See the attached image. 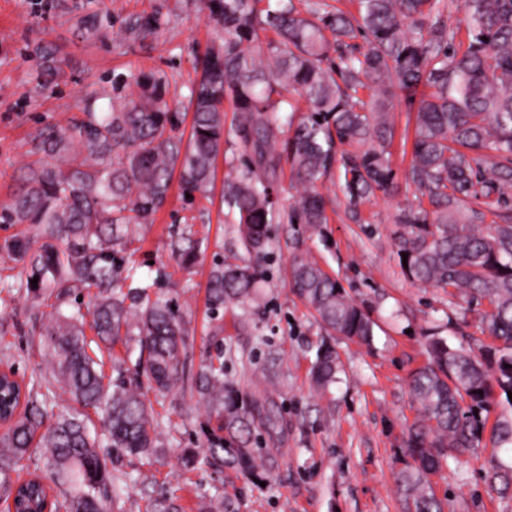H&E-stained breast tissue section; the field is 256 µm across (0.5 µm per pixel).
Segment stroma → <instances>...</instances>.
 <instances>
[{"label":"stroma","instance_id":"35a3bbf8","mask_svg":"<svg viewBox=\"0 0 512 512\" xmlns=\"http://www.w3.org/2000/svg\"><path fill=\"white\" fill-rule=\"evenodd\" d=\"M156 8L167 23L154 38H117L129 18ZM214 37L201 0H0V204L9 201L33 160V136L64 124L86 99L106 108L114 75L165 76L168 103L188 111L194 58ZM44 45L61 60L45 87L36 78V50ZM231 159L228 152L218 158L209 198L189 204L172 187L154 223L140 226L133 283L155 285L180 306L188 374L223 347L224 378L236 385L249 411L241 439L257 471L186 465V455L201 452L217 426L187 386L155 403L164 428L161 446L153 463L125 459L124 472L140 480L125 487L112 512H146L155 499L178 500L185 512H209L219 499L223 512H405L395 476L406 465L407 430L418 413L408 375L426 363L429 334L454 345L480 336L485 308L449 305L447 291L413 283L403 273L394 217L399 206L413 201V188L402 183L353 207L335 170L321 188L328 223L315 230L285 221L271 225L273 249L257 262L259 303L226 304L223 322L212 321L206 288L213 263L249 258L235 225L224 218ZM188 223L199 242L190 274L170 248ZM296 254L317 261L368 313L375 323L371 345L329 337L291 292L288 265ZM89 300L86 292L37 299L24 289L0 291V368H13L27 381L44 376L46 327ZM325 345L335 349L340 372L337 383L322 391L312 384L310 370ZM489 460L481 451L467 463L444 467L434 490L450 512H512V494L499 496L485 481Z\"/></svg>","mask_w":512,"mask_h":512}]
</instances>
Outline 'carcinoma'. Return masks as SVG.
Returning <instances> with one entry per match:
<instances>
[{"label":"carcinoma","instance_id":"cac0c4a2","mask_svg":"<svg viewBox=\"0 0 512 512\" xmlns=\"http://www.w3.org/2000/svg\"><path fill=\"white\" fill-rule=\"evenodd\" d=\"M218 42L195 56L188 141L175 134L181 112L166 100V82L141 72L117 79L105 112L88 101L81 116L40 130L18 190L0 206L1 224H32L36 237H16L8 250L26 278L0 280V288H95L84 315L60 316L47 331L48 383L77 407L44 433L36 382L4 408L9 427L0 435V508L3 512H110L114 472L128 456L150 459L162 426L143 388L164 397L185 384L186 329L179 308L148 288L123 290L139 225L165 207L173 177L181 196L211 193L224 146L237 166L224 180L230 224L249 254L272 247L269 225L282 220L275 199L284 167L300 191L288 223H327L318 182L335 164L350 204L396 187L387 146L393 138L389 98L400 93L414 113L412 158L404 171L416 202L398 209L397 256L412 281L448 290V303H488L486 330L498 344L470 339L454 348L433 338L429 362L408 386L420 413L410 426L399 472L407 512H444L432 478L443 463L462 462L484 442L487 417L502 405L491 430V467L485 479L512 487V462L498 452L512 446V0H356L346 13L328 0H204ZM463 18L453 20V13ZM167 24L159 10L129 19L126 40L144 41ZM466 28L467 40L461 38ZM274 38L261 41L259 32ZM362 37L361 47L350 41ZM39 75H56V51L39 49ZM307 111L295 119L298 99ZM234 112L226 124L224 112ZM281 146H276V143ZM357 143L359 153H339ZM172 255L190 270L197 259L191 227L172 243ZM38 279L37 287L31 280ZM254 268L238 258L215 265L207 307L257 301ZM290 287L313 309L330 335L368 344L375 323L314 260L296 255ZM121 342L139 349L132 366L112 360L110 380L90 345ZM223 352L202 364L193 388L215 414L224 436L207 439L206 459L228 460L251 473V450L234 446L248 418L239 390L224 381ZM335 351L323 348L315 383L336 382ZM483 394H478V391ZM24 412L17 414L20 399ZM97 415L102 433L91 435ZM38 450L41 473L12 478L26 455Z\"/></svg>","mask_w":512,"mask_h":512}]
</instances>
